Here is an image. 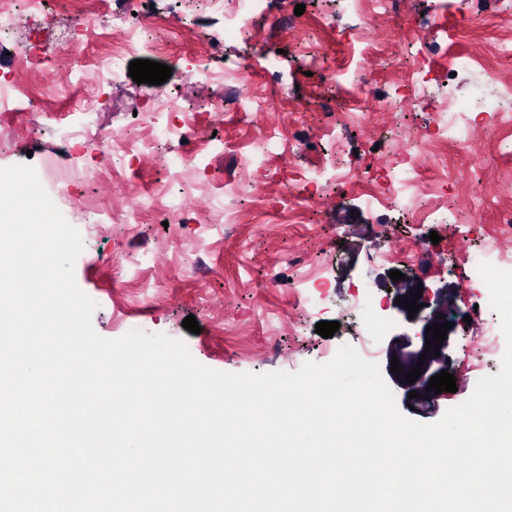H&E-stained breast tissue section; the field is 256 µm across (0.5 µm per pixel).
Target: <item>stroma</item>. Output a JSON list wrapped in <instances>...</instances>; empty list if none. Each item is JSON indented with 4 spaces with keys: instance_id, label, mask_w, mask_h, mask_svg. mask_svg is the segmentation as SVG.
Here are the masks:
<instances>
[{
    "instance_id": "35a3bbf8",
    "label": "stroma",
    "mask_w": 512,
    "mask_h": 512,
    "mask_svg": "<svg viewBox=\"0 0 512 512\" xmlns=\"http://www.w3.org/2000/svg\"><path fill=\"white\" fill-rule=\"evenodd\" d=\"M150 2L148 15L157 47L129 52L128 60H152L171 67L166 86L188 105L229 96L240 62L252 58V91L280 101L276 120L288 151L267 168L245 166L243 152L257 150L259 139L244 113L197 114L204 138L224 142L223 151H204L199 180L210 187L227 181L254 183L263 192L265 205L260 210L250 196L238 199L236 208L244 217L240 224L165 226L157 215L146 212L137 223L111 224L88 235L85 225L96 223L99 209L112 203L109 188L49 189V196L65 199L61 213L66 221L83 232L74 276L78 287L97 304L92 318L95 331L107 339L133 329L162 333L185 341L204 366L229 373H293L308 362H329L340 346L359 351L368 347L405 417L430 424L463 403L480 378L500 370V354L480 355L470 347L474 337L485 335L500 318L489 305L486 284L464 256L477 253L497 223L498 209L512 207V134L485 126L474 131L470 150L444 144L448 169L458 176L454 193L468 192V174L474 170L488 195L476 220L461 226L413 224L395 211L375 217L352 192L327 208L310 207L302 201L301 178L319 173L328 180L338 167L378 164L397 136L439 121L436 112L384 109L396 96L402 62L420 47V34L430 40L427 93L432 99L470 100L480 90L487 98H495L497 86L482 84L479 73L463 72L451 81L444 77L448 46L443 33L454 32L450 47L457 55L481 46L486 36H512V0H447L443 11L435 0H402L401 17L413 38L401 45L395 44L387 18L364 20L349 0H264L265 16L246 39L224 35L223 12L232 9L234 0H224L220 12L207 8L202 0ZM299 3L305 12L298 16L294 9ZM326 16L333 18V27L323 25ZM74 25L69 0H52L36 19L17 11L10 30L0 35V74L13 71L14 54L25 46L44 50L47 72L66 70V50L57 41L61 32ZM367 25L376 28L392 48L379 61L371 110L363 122L338 135H322L326 119L320 104L333 89L310 74L309 57L318 52L326 65L355 71L360 53L367 48L359 38ZM275 51L281 54V68L270 75L263 69L261 55ZM199 56L223 72L224 82L197 83L191 63ZM143 91L124 73L115 83L87 87L68 101L46 102L37 135L19 143L17 149L1 148L0 168L19 164L36 168L51 155L69 157L79 166L92 165L90 155L73 151L61 139L59 127L93 131L119 125L143 136L145 127L129 111ZM90 98L95 101L93 112H81V104ZM302 137L308 138V146L296 147ZM433 232L438 233L439 243L429 242ZM416 236L426 245L416 255L414 268L405 269L404 279L392 281V264L376 263L374 255ZM295 253L331 281L315 306L300 307L293 289L268 277L272 267L283 265ZM132 260L141 261V278L130 275ZM419 288L430 295L431 304L408 314L397 301ZM476 301L483 308L481 317L471 322L459 319V312ZM190 315L198 321L200 333L183 327ZM440 318L450 324L440 353L425 354V328ZM321 321L339 322L340 328L333 337H322L315 331ZM395 363L400 372L418 366L422 373L413 383L402 382L400 373L391 370ZM444 370L454 374L456 392L429 391L431 376Z\"/></svg>"
}]
</instances>
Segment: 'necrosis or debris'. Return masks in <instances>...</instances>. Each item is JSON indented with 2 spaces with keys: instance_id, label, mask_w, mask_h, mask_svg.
I'll use <instances>...</instances> for the list:
<instances>
[{
  "instance_id": "1",
  "label": "necrosis or debris",
  "mask_w": 512,
  "mask_h": 512,
  "mask_svg": "<svg viewBox=\"0 0 512 512\" xmlns=\"http://www.w3.org/2000/svg\"><path fill=\"white\" fill-rule=\"evenodd\" d=\"M127 13L112 17V30L109 39L113 43L110 51L95 63L94 69H87L84 51L76 38L63 35L62 40L72 59L69 71L60 74L55 82L56 87H76L86 82L112 83L123 66L125 55L131 49L140 47L153 48L149 38L150 26L147 21L131 24L127 14L131 11H142L143 0H126ZM42 65L39 50L32 49L22 52L15 60L16 73L12 78L0 79V110L35 114L40 105L39 98L28 89L29 79L37 78ZM182 109L177 96L161 89H153L145 107L139 108L138 114L144 125L150 130L149 137L134 138L126 130L115 127L98 134L79 138L77 132L64 128L60 135L64 141L78 140L80 149H87L98 157L104 158L114 154H122L132 160H141L152 155L158 143L173 140L197 142L200 137L198 126L186 120L161 123L165 113H177ZM438 111L448 113V121L442 122L436 130L415 129L404 139L398 140L389 151L383 165L382 173H375L371 167L357 166L337 173L336 189L361 190L369 209H393L406 214L415 224L434 220L442 208L447 207L448 199L444 193L434 197H426L422 171L425 166L439 165V150L448 141L465 146L475 125L470 115L471 108L454 100L439 103ZM164 170L176 169L185 174L182 187L175 192L155 189L150 194L126 197L124 202L113 204L106 210L107 223L129 224L135 221L140 213L155 212L161 220L171 224H183L190 217H197L203 224L220 219L221 223L233 224L237 221L236 211L227 208V201L246 192V185L228 182L224 185V196L220 199L206 197L202 189L193 182L192 177L198 169L197 154L186 151L171 157L158 160ZM116 171L92 167H79L68 158L57 156L45 160L41 166V179L45 184L54 186L93 184L104 186L116 181Z\"/></svg>"
}]
</instances>
